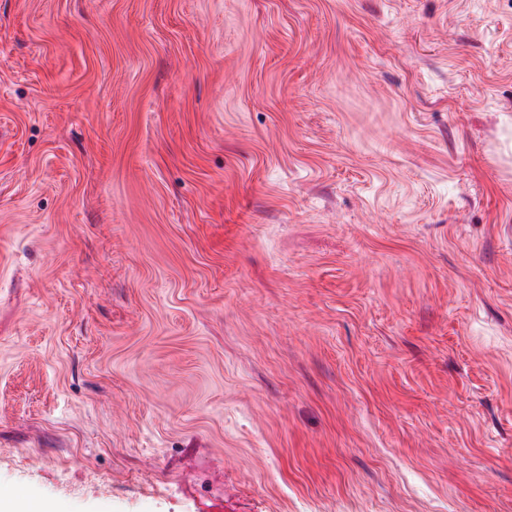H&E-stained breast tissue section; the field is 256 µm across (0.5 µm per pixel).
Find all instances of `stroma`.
Returning <instances> with one entry per match:
<instances>
[{
	"mask_svg": "<svg viewBox=\"0 0 512 512\" xmlns=\"http://www.w3.org/2000/svg\"><path fill=\"white\" fill-rule=\"evenodd\" d=\"M0 491L512 512V0H0Z\"/></svg>",
	"mask_w": 512,
	"mask_h": 512,
	"instance_id": "35a3bbf8",
	"label": "stroma"
}]
</instances>
